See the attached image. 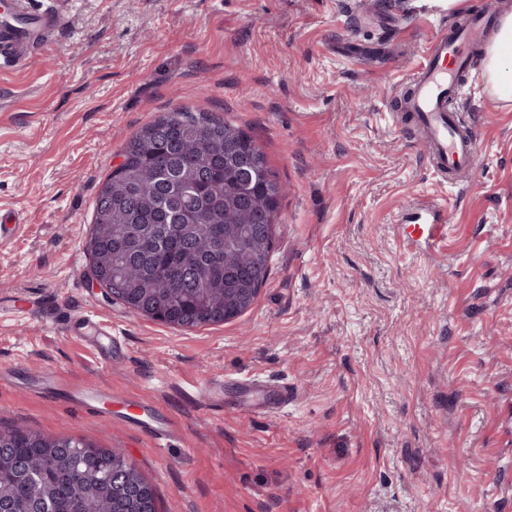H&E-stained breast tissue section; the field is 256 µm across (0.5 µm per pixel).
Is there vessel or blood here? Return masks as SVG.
<instances>
[{
  "instance_id": "obj_1",
  "label": "vessel or blood",
  "mask_w": 512,
  "mask_h": 512,
  "mask_svg": "<svg viewBox=\"0 0 512 512\" xmlns=\"http://www.w3.org/2000/svg\"><path fill=\"white\" fill-rule=\"evenodd\" d=\"M68 5L69 0H58L55 6L35 13L29 0H0V60L22 65L53 43L70 22ZM490 19V14L478 6L462 15L452 29H440L408 90L394 104V120L410 117L431 166L445 179L465 180L474 171L475 138L457 113L449 110L448 101L463 91L462 76L471 68L474 51L484 40ZM426 215L422 235L431 243L441 242L450 221L447 208L433 204L427 207ZM69 330L101 355L116 343L111 325L102 320L86 317L70 325ZM30 381L46 396L91 407L101 395L99 388L78 386L42 371L32 373ZM124 406L125 426L148 434L157 444L167 442L172 425L154 404L135 397L125 400Z\"/></svg>"
}]
</instances>
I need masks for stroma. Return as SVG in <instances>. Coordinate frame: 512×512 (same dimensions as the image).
I'll list each match as a JSON object with an SVG mask.
<instances>
[{"label": "stroma", "instance_id": "1", "mask_svg": "<svg viewBox=\"0 0 512 512\" xmlns=\"http://www.w3.org/2000/svg\"><path fill=\"white\" fill-rule=\"evenodd\" d=\"M73 26L0 70V427L120 449L159 512H512V106L475 75L454 109L478 147L448 183L393 126L396 93L454 15L431 0H73ZM216 112L265 152L284 193L253 305L182 330L90 287L96 198L134 132ZM451 223L427 247L423 200ZM100 313L109 365L67 330ZM38 368L154 401L158 447L38 393ZM223 377V394L200 386ZM288 406L274 412L278 388Z\"/></svg>", "mask_w": 512, "mask_h": 512}]
</instances>
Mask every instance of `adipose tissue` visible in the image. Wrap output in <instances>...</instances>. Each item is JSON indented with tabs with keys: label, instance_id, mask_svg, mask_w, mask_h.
Wrapping results in <instances>:
<instances>
[{
	"label": "adipose tissue",
	"instance_id": "1",
	"mask_svg": "<svg viewBox=\"0 0 512 512\" xmlns=\"http://www.w3.org/2000/svg\"><path fill=\"white\" fill-rule=\"evenodd\" d=\"M484 90L492 99L512 106V13L501 17L481 65Z\"/></svg>",
	"mask_w": 512,
	"mask_h": 512
}]
</instances>
